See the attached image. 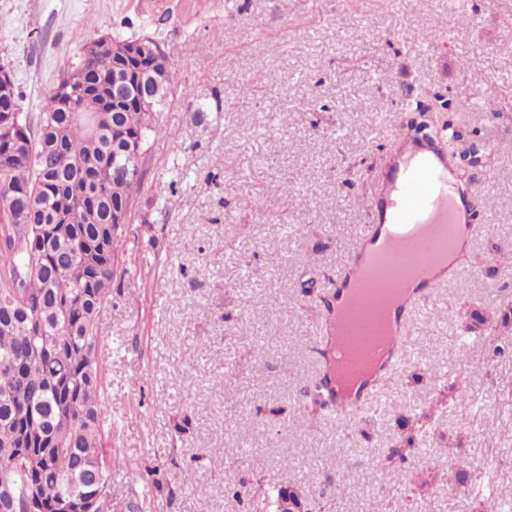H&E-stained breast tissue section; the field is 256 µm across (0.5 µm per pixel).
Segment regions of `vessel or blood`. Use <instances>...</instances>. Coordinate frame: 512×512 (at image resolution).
Instances as JSON below:
<instances>
[{"mask_svg":"<svg viewBox=\"0 0 512 512\" xmlns=\"http://www.w3.org/2000/svg\"><path fill=\"white\" fill-rule=\"evenodd\" d=\"M454 158L438 142L398 135L389 172L374 197L373 223L364 225L348 264L330 282L335 307L352 306L355 288H379L397 271L410 269L420 286L407 304L427 303L441 282L432 275L434 267L447 261L457 232H473L472 198L453 182ZM409 326L400 324L388 333L387 362L372 381L356 394L340 393L341 374L335 367L322 368L329 412L347 420L361 413L380 393L385 378L404 361L409 343Z\"/></svg>","mask_w":512,"mask_h":512,"instance_id":"b4317fda","label":"vessel or blood"}]
</instances>
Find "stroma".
<instances>
[{"instance_id": "1", "label": "stroma", "mask_w": 512, "mask_h": 512, "mask_svg": "<svg viewBox=\"0 0 512 512\" xmlns=\"http://www.w3.org/2000/svg\"><path fill=\"white\" fill-rule=\"evenodd\" d=\"M102 35L154 40L177 75L101 316L108 446L122 461L112 512H265L269 486L324 512H397L407 496L414 512L512 501V327L499 354L485 333L512 318V0H0V65L22 111H42ZM478 86L498 93L502 117L459 110ZM423 112L438 116L460 180L496 209L475 211L470 253L415 314L381 400L295 428L318 378L321 299L369 219L395 134ZM285 180L293 193H272ZM451 305L465 319L439 316ZM434 368L465 371L466 402ZM404 417L429 469L382 465ZM227 448L243 454L227 460Z\"/></svg>"}]
</instances>
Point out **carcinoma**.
Listing matches in <instances>:
<instances>
[{
    "label": "carcinoma",
    "mask_w": 512,
    "mask_h": 512,
    "mask_svg": "<svg viewBox=\"0 0 512 512\" xmlns=\"http://www.w3.org/2000/svg\"><path fill=\"white\" fill-rule=\"evenodd\" d=\"M119 42L86 44L57 79V93L32 116L0 114V501L10 512H81L97 497L112 512V429L100 358L101 312L120 273L131 215L160 100L126 88L105 101ZM145 60L169 90L165 57ZM19 105L14 80L0 81V106Z\"/></svg>",
    "instance_id": "obj_1"
}]
</instances>
